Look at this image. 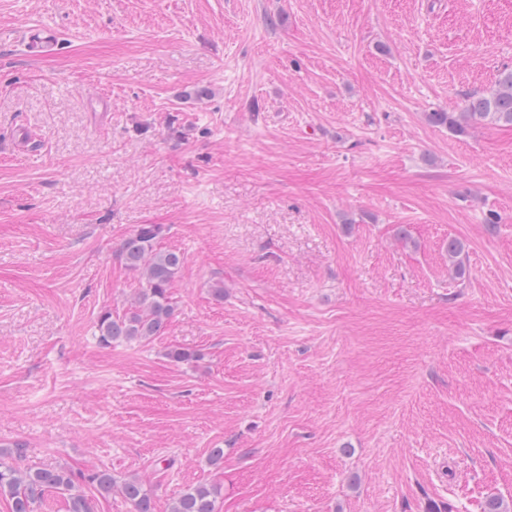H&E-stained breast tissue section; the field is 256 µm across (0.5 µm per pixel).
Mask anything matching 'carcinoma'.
I'll return each instance as SVG.
<instances>
[{
  "instance_id": "1",
  "label": "carcinoma",
  "mask_w": 512,
  "mask_h": 512,
  "mask_svg": "<svg viewBox=\"0 0 512 512\" xmlns=\"http://www.w3.org/2000/svg\"><path fill=\"white\" fill-rule=\"evenodd\" d=\"M427 119L456 134L465 133L475 124L512 126V69L502 71L489 90L467 96L463 111L430 112ZM161 233L158 224H141L133 236L121 243L119 256L137 273L139 288L134 305L124 315L115 317L110 311L100 314L96 327L101 345L149 342L172 317L175 305L170 288L185 264V257L176 250L157 248L156 240ZM447 250L452 274L457 279L464 278L466 268L460 259L463 243L450 239ZM15 453L13 448H0V498L9 500L10 512H35L49 493L63 496L68 512H93L91 499L80 489L83 483L104 498L114 493L121 495L133 512H153L150 490L138 477L118 479L107 470L77 475L65 468L21 469L4 462ZM219 496L220 488L216 485L191 486L173 501L170 512H217Z\"/></svg>"
}]
</instances>
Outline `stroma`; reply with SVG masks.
<instances>
[{
    "label": "stroma",
    "mask_w": 512,
    "mask_h": 512,
    "mask_svg": "<svg viewBox=\"0 0 512 512\" xmlns=\"http://www.w3.org/2000/svg\"><path fill=\"white\" fill-rule=\"evenodd\" d=\"M506 68L512 0H0V447L155 512H512V128L426 119ZM142 224L175 311L105 347ZM220 494L216 485L188 487L173 501L170 512H217Z\"/></svg>",
    "instance_id": "stroma-1"
}]
</instances>
